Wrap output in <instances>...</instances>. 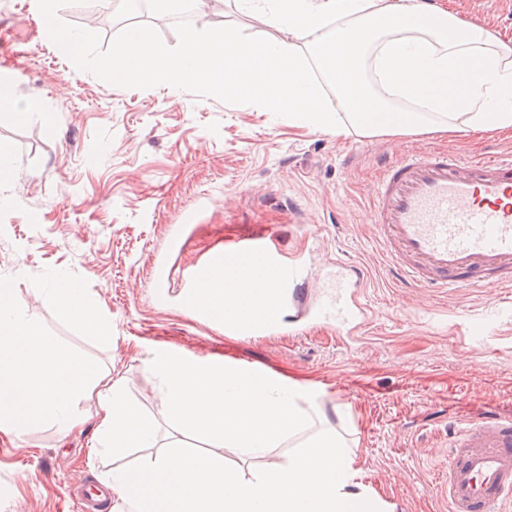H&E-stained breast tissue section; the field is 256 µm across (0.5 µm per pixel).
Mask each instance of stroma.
Masks as SVG:
<instances>
[{"instance_id":"35a3bbf8","label":"stroma","mask_w":512,"mask_h":512,"mask_svg":"<svg viewBox=\"0 0 512 512\" xmlns=\"http://www.w3.org/2000/svg\"><path fill=\"white\" fill-rule=\"evenodd\" d=\"M512 37V0H435ZM165 51L187 30L231 27L263 42L279 32L220 0L187 22L137 18ZM35 0H0V83L42 116L0 112L12 173L0 181V278L46 335L125 379L128 397L183 451L207 439L178 433L161 414L146 364L154 351L218 358L278 373L317 395L356 453L360 484L387 512H449L448 451L464 421L512 413V287L447 291L402 286L374 240L370 201L383 160L453 149L466 158L512 153V136L468 131L344 139L291 125L246 97L213 87L116 86L107 73L46 39ZM182 225L177 246L171 225ZM271 237L311 282L307 304L340 263L361 266L368 309L355 331L287 307L281 329L245 336L190 315L184 275L215 249ZM165 261L154 287L151 255ZM68 272L109 322L111 340L85 335L52 303L44 276ZM94 423L59 438L45 423L16 448L0 438V512H83L77 475L100 484L115 465L143 462L133 448L93 450Z\"/></svg>"}]
</instances>
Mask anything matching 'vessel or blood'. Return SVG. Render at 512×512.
<instances>
[{
    "label": "vessel or blood",
    "instance_id": "b4317fda",
    "mask_svg": "<svg viewBox=\"0 0 512 512\" xmlns=\"http://www.w3.org/2000/svg\"><path fill=\"white\" fill-rule=\"evenodd\" d=\"M373 227L392 273L416 288L512 283V156L467 159L452 150L407 153L383 162L373 192ZM246 288L257 278L279 293L261 321L284 322L287 302H303L309 284L271 238H251L213 251L187 274L191 290H223L225 276ZM364 279L359 266H342L316 320L352 326L362 314L352 292ZM512 497V418L473 420L448 453L452 512H501Z\"/></svg>",
    "mask_w": 512,
    "mask_h": 512
}]
</instances>
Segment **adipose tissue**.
<instances>
[{"mask_svg":"<svg viewBox=\"0 0 512 512\" xmlns=\"http://www.w3.org/2000/svg\"><path fill=\"white\" fill-rule=\"evenodd\" d=\"M242 3L280 38L258 45L230 28L189 31L168 53L132 26L111 55L90 57L92 29L52 25L48 33L114 84L208 83L314 131L512 132V39L497 29L433 0ZM329 91L340 111L326 107ZM47 282L51 300L85 335L108 336L107 321L68 273L51 271ZM146 362L160 381L163 412L209 439L212 450L162 451L157 426L130 402L123 377L46 336L20 306L15 283L0 280V436L19 441L48 422L65 437L90 418L98 447L153 449L144 463L113 469L107 479L128 512H381L360 489L355 456L335 431L317 433L288 458H269L308 419L300 384L230 361L154 353ZM230 454L264 465L246 473L227 466Z\"/></svg>","mask_w":512,"mask_h":512,"instance_id":"adipose-tissue-1","label":"adipose tissue"}]
</instances>
